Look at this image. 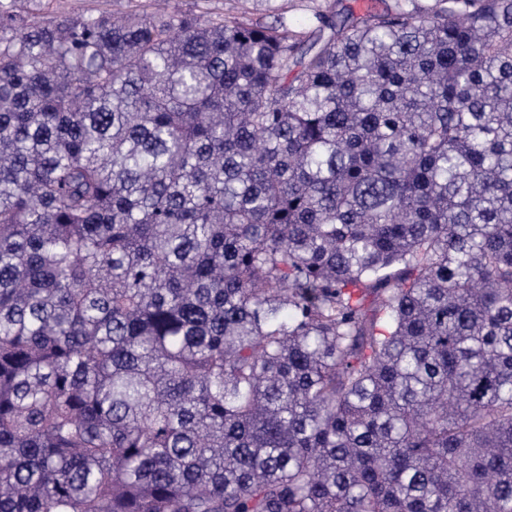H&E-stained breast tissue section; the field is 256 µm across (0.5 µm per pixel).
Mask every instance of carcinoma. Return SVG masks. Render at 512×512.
I'll list each match as a JSON object with an SVG mask.
<instances>
[{
  "label": "carcinoma",
  "mask_w": 512,
  "mask_h": 512,
  "mask_svg": "<svg viewBox=\"0 0 512 512\" xmlns=\"http://www.w3.org/2000/svg\"><path fill=\"white\" fill-rule=\"evenodd\" d=\"M310 11L0 0V512H512V0ZM44 13L49 17L81 13L92 10H115L127 3V0H43Z\"/></svg>",
  "instance_id": "carcinoma-1"
}]
</instances>
